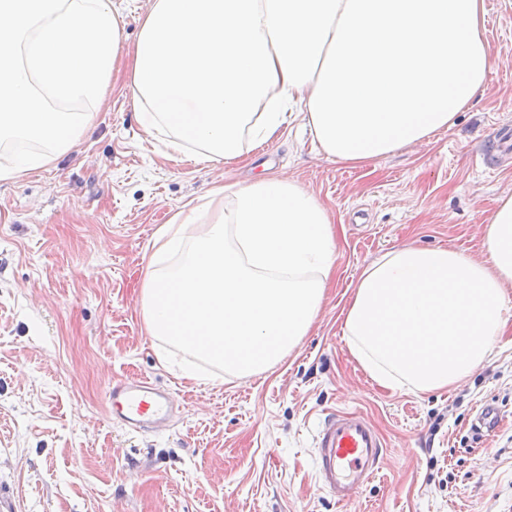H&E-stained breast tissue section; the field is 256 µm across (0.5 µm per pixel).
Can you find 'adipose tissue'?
<instances>
[{
	"label": "adipose tissue",
	"mask_w": 512,
	"mask_h": 512,
	"mask_svg": "<svg viewBox=\"0 0 512 512\" xmlns=\"http://www.w3.org/2000/svg\"><path fill=\"white\" fill-rule=\"evenodd\" d=\"M486 0H151L131 82L170 152L232 162L301 116L320 150L360 166L451 128L493 67ZM157 232L179 254L143 288L146 331L248 376L307 334L336 270L329 208L289 177L213 191ZM482 258L406 243L361 272L349 347L380 386L452 389L507 328L512 195L495 201Z\"/></svg>",
	"instance_id": "1"
}]
</instances>
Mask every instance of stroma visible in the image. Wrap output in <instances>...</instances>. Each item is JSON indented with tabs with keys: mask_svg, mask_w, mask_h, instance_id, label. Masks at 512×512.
Here are the masks:
<instances>
[{
	"mask_svg": "<svg viewBox=\"0 0 512 512\" xmlns=\"http://www.w3.org/2000/svg\"><path fill=\"white\" fill-rule=\"evenodd\" d=\"M122 51L88 128L50 166L0 180V482L19 512H512V327L449 392L380 387L351 354L343 310L364 267L415 242L481 254L512 192V0H486L499 63L454 126L363 166L322 154L301 122L239 161L170 156L134 97L131 54L148 0H113ZM292 177L333 214L336 282L296 346L251 377L148 336L144 281L156 233L187 206L214 222L220 183ZM170 389L171 427L113 422L114 379ZM498 428L477 434L483 407ZM335 411L367 414L387 448L358 503L316 477L315 436Z\"/></svg>",
	"mask_w": 512,
	"mask_h": 512,
	"instance_id": "stroma-1",
	"label": "stroma"
}]
</instances>
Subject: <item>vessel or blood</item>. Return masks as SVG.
I'll use <instances>...</instances> for the list:
<instances>
[{
	"label": "vessel or blood",
	"instance_id": "b4317fda",
	"mask_svg": "<svg viewBox=\"0 0 512 512\" xmlns=\"http://www.w3.org/2000/svg\"><path fill=\"white\" fill-rule=\"evenodd\" d=\"M113 421L134 431L166 420L171 406L165 389L144 378L113 381L106 396ZM318 478L338 504H353L378 470L384 454L381 436L359 412L328 414L317 433Z\"/></svg>",
	"mask_w": 512,
	"mask_h": 512
}]
</instances>
